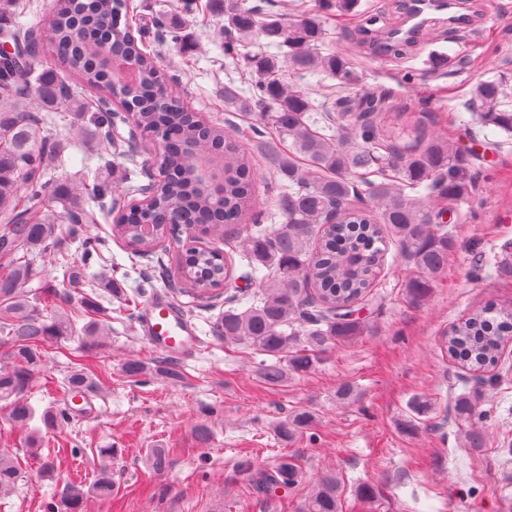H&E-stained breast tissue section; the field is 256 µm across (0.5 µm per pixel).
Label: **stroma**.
<instances>
[{
  "mask_svg": "<svg viewBox=\"0 0 512 512\" xmlns=\"http://www.w3.org/2000/svg\"><path fill=\"white\" fill-rule=\"evenodd\" d=\"M367 2L382 11L383 22L368 27L349 17L329 19L326 51L348 55L359 87L390 91L381 116L385 130L419 119L428 135L482 158L474 195L447 216L454 250L444 274L425 298H411L405 288L409 264L399 246L390 245L377 296L359 312L362 335L336 344L308 372L271 385L260 374L264 355L214 333L223 299L181 296L197 328L194 354L169 357L145 342L104 283L117 279L140 304L155 293H170L181 246L168 242L155 255H135L113 238L111 214L101 213L91 229L105 241L101 261L84 271V284L72 291L67 308L79 311L86 297L107 308V346L89 352L76 340L45 344L29 392L36 411L65 405L66 377L84 367L99 381L92 391L97 413L72 407L70 424L49 433L37 419L19 428L0 409V453L16 459L20 470L12 490L0 494V512H51L74 488L88 493L84 512H298L310 486L327 474L341 484V512H512V343L504 347L491 383L452 359L442 341L453 323L487 301L512 309V278L473 273L493 257H512V145L497 150L473 142L472 115L465 108L478 80L512 73V0H476L475 36L464 28L451 31L447 14H432L423 35L408 41L398 57L382 53L379 45L405 25L407 0ZM176 4L130 0V13L148 28V41L164 65L176 66L173 90L185 105L236 133L247 121L225 109L224 85H243L249 75L224 58V13L205 7L183 18L185 40L174 44L150 24L159 13H175ZM439 55L456 59L443 73L430 68ZM54 118V124L38 127V138L66 127L72 141L62 162L48 164L45 179L79 186L83 156L104 145L90 138L91 126L79 113L58 111ZM151 147L148 137L133 136L125 124L109 163L91 167L99 180L111 182L114 194L137 200L147 170L157 165ZM128 358L147 362L158 377L129 379L122 370ZM169 369L177 370V378H161ZM345 384L354 400L338 398ZM466 391L489 414L478 448L454 412L456 397ZM417 401L427 402L429 412L417 413ZM299 410L314 415L316 440L288 441L277 434L278 421ZM200 425L211 430L205 446L195 437ZM31 436L38 442L34 456L28 451ZM108 446L118 450L110 465L114 489L110 497L96 498L89 491L100 473L97 451ZM153 448L166 450L164 470L149 466ZM285 456L301 466V481L257 491L254 473L273 472ZM45 460L53 464L52 475L31 482ZM366 486L375 490L369 501L361 497Z\"/></svg>",
  "mask_w": 512,
  "mask_h": 512,
  "instance_id": "1",
  "label": "stroma"
}]
</instances>
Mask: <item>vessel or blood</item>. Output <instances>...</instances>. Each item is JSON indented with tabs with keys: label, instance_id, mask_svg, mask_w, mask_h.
<instances>
[{
	"label": "vessel or blood",
	"instance_id": "vessel-or-blood-1",
	"mask_svg": "<svg viewBox=\"0 0 512 512\" xmlns=\"http://www.w3.org/2000/svg\"><path fill=\"white\" fill-rule=\"evenodd\" d=\"M456 6L457 0H411V32L423 29L424 17L430 11H452ZM139 328L145 340L163 354L185 357L195 349V328L172 307L164 295H155L147 301Z\"/></svg>",
	"mask_w": 512,
	"mask_h": 512
}]
</instances>
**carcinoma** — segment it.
<instances>
[{
  "label": "carcinoma",
  "instance_id": "obj_1",
  "mask_svg": "<svg viewBox=\"0 0 512 512\" xmlns=\"http://www.w3.org/2000/svg\"><path fill=\"white\" fill-rule=\"evenodd\" d=\"M224 10V57L244 66L252 79L245 90L224 85V108L254 113L253 147L226 135L224 128L204 121L185 108L167 87L159 56L131 32L125 0H51L48 17L30 25L0 27V41L15 51H0V235L9 246L0 250V402L9 418L25 427L34 417L28 392L42 364V345L74 337L92 350L101 345L99 319L103 309L84 301L82 328L65 311L46 307L64 299L56 290L43 294L44 307L29 300L27 285L43 270L33 263L36 253L53 258L77 288L81 272L70 270L58 249V223L95 224V210L65 181L48 189L42 179L50 151L65 134L38 140L37 128L47 113L59 109L85 112L82 91L104 93L91 124L100 138H110L119 115L111 101L132 108L135 122L159 144L168 170L145 206L130 205L112 219V236L136 255L149 256L162 241H180V225L191 221L210 233L251 220L240 264L243 278L257 291L231 294L217 322L224 341L247 343L261 354L278 357L301 341L288 361L294 372L312 368L318 356L338 342L360 335L364 323L357 306L372 299V289L396 242L411 264L407 292L426 296L448 265L452 235L443 221L448 208L470 200L469 175L474 156L440 138H427L420 122L399 132L379 127L386 96L346 93L356 77L347 57L323 53L326 15L354 13L361 0H314V6L288 14L279 0H213ZM282 52H267L269 48ZM44 52L78 69V85L57 77L55 70L34 74ZM296 77L320 75L337 81L331 104L312 99L286 83ZM478 129L492 130L512 142V77L501 72L475 84L467 101ZM194 141L202 151L224 149V193L216 197L196 180L194 161L184 144ZM263 149L274 184L276 214L282 221L266 225L261 212H250L258 184L256 150ZM233 254L214 247L191 245L177 259L181 295L212 299L215 290L235 279ZM512 341V313L493 303L474 310L443 336L448 355L473 372L494 369L505 343ZM125 374L136 380L151 369L130 359ZM68 390L88 391L93 380L82 370L67 377ZM455 413L468 426L475 446L483 443L474 425L488 414L467 395L455 402ZM67 408L42 415L46 430L70 423ZM313 417L295 413L278 427L291 440L309 432ZM19 475L17 462L0 455V493L11 489ZM298 465L284 457L274 473L254 475L258 488L292 487ZM92 492L112 493L110 468L104 466ZM336 477L321 479L299 506V512H340ZM84 493L72 491L56 512H82Z\"/></svg>",
  "mask_w": 512,
  "mask_h": 512
}]
</instances>
